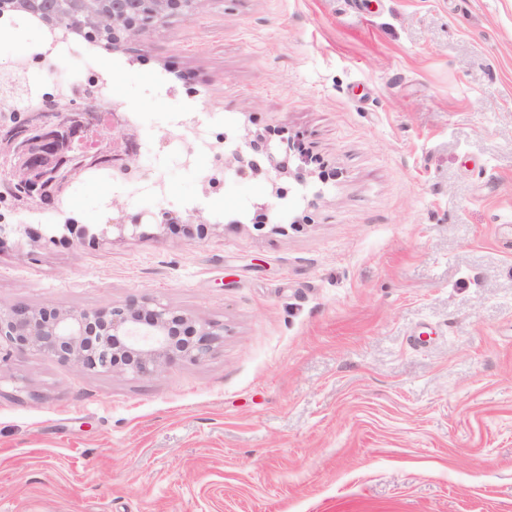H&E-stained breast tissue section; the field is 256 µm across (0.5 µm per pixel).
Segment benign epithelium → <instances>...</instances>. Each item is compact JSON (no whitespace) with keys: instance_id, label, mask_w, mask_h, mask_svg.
Masks as SVG:
<instances>
[{"instance_id":"benign-epithelium-1","label":"benign epithelium","mask_w":512,"mask_h":512,"mask_svg":"<svg viewBox=\"0 0 512 512\" xmlns=\"http://www.w3.org/2000/svg\"><path fill=\"white\" fill-rule=\"evenodd\" d=\"M74 20L86 15L95 28L112 20V48L132 44L152 28L188 17L192 0H71ZM17 123L0 124V198L39 210L68 195L87 173L111 163L112 174L129 179L141 173L136 138L122 113L101 123L97 102L83 99L82 111L18 112ZM231 151L224 172L240 175L254 168L252 155L267 141L244 138ZM32 239L41 232L27 224H1L7 236ZM217 326L163 307L149 298L100 309L73 310L58 304L14 305L0 309V368L19 353L36 351L84 372L151 378L171 365L200 362L214 349Z\"/></svg>"}]
</instances>
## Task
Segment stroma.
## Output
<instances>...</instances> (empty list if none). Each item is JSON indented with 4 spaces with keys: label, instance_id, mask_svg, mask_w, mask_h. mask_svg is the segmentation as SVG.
Masks as SVG:
<instances>
[{
    "label": "stroma",
    "instance_id": "1",
    "mask_svg": "<svg viewBox=\"0 0 512 512\" xmlns=\"http://www.w3.org/2000/svg\"><path fill=\"white\" fill-rule=\"evenodd\" d=\"M100 60L140 134L216 112L273 154L215 196L171 143L167 198L77 182L103 244L46 208L0 246V308L224 328L150 379L14 355L0 512H512V0H209Z\"/></svg>",
    "mask_w": 512,
    "mask_h": 512
}]
</instances>
